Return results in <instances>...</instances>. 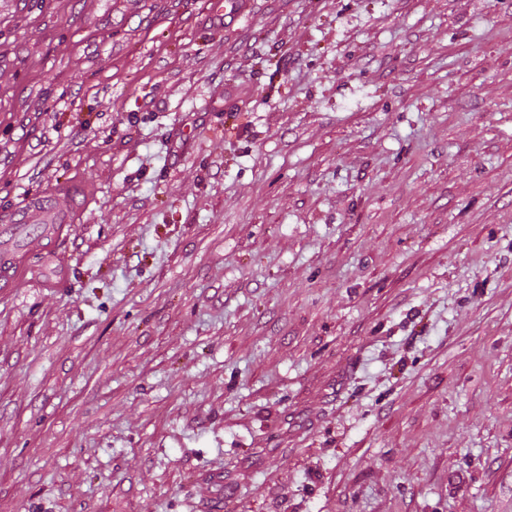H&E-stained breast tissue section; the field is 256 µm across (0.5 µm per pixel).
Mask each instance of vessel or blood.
Returning <instances> with one entry per match:
<instances>
[{"label":"vessel or blood","instance_id":"1","mask_svg":"<svg viewBox=\"0 0 512 512\" xmlns=\"http://www.w3.org/2000/svg\"><path fill=\"white\" fill-rule=\"evenodd\" d=\"M80 195L78 185L61 182L0 217V291L19 287L30 272L46 275L53 286L66 279L67 265L55 247L76 221ZM61 196L69 200V207L57 206Z\"/></svg>","mask_w":512,"mask_h":512}]
</instances>
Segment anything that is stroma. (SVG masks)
Masks as SVG:
<instances>
[{
  "mask_svg": "<svg viewBox=\"0 0 512 512\" xmlns=\"http://www.w3.org/2000/svg\"><path fill=\"white\" fill-rule=\"evenodd\" d=\"M0 0V512H512V0ZM81 187L70 182H61L43 196L24 200L21 206L0 217V289L8 293L21 285L24 274L34 272L55 286L62 283L68 274L66 263L54 250L76 221L79 212L78 198ZM66 197L70 206L60 208L57 197ZM35 227L38 236L29 240L27 229ZM36 246H35V245ZM36 254L41 255V264L32 265Z\"/></svg>",
  "mask_w": 512,
  "mask_h": 512,
  "instance_id": "obj_1",
  "label": "stroma"
}]
</instances>
